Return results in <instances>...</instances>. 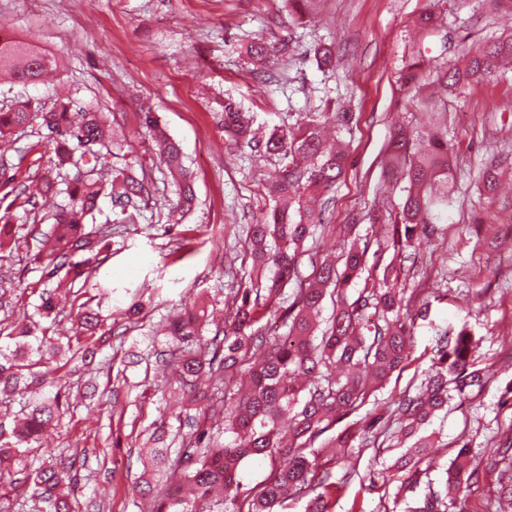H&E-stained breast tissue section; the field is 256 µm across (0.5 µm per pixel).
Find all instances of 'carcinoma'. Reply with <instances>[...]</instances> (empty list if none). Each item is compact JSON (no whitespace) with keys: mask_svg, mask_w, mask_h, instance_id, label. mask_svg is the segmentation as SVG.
Listing matches in <instances>:
<instances>
[{"mask_svg":"<svg viewBox=\"0 0 512 512\" xmlns=\"http://www.w3.org/2000/svg\"><path fill=\"white\" fill-rule=\"evenodd\" d=\"M276 51L275 45L258 40L245 53L261 73ZM422 66L421 53L413 54L399 77L400 87L407 88ZM511 66L512 38L495 40L460 61L436 67L435 83L442 92L412 98L418 109L439 115L448 111V89ZM50 75H60L55 56L29 41L0 36V78L35 84ZM141 117L177 186L173 207L190 210L195 194L179 146L159 127L151 109ZM34 118L53 134V166L40 185L44 193L62 197L50 215L52 223L38 231L35 259L48 282L62 271L73 283L84 281L96 248L112 238V225L135 223L136 198L145 186L123 168L106 171L107 155L122 144L102 113L91 109L78 121L63 102L46 112H32L25 103L0 112V146L11 143L15 132ZM346 121L345 112H313L301 126L273 131L262 145L281 163L271 189L274 205L247 231L254 261L271 273L265 287L237 289L233 317L211 337L206 335L208 310L200 304L188 303L165 318V349L157 356L173 367L190 409L206 419L219 415L224 424L173 437L177 447L158 460L169 468V476L139 489L152 495L149 512H284L297 498L306 499L305 512H333L329 479L339 458L327 449L358 445L380 451L386 446L391 416L383 411L314 447L404 369L412 343L413 317L404 310L402 289L373 288L348 299L347 287L362 272L366 251L351 246L342 250L340 263L324 261L313 265L309 279L300 276L302 245L325 222V209L308 207L306 195L331 191L347 162L345 144L327 143L322 130ZM224 133L235 142L253 140L249 117L230 100L224 102ZM498 175L495 164L479 173L486 196L497 191ZM383 177L393 186L405 184L401 201L383 217L392 226L393 249L400 256L416 252L448 208L454 188L448 131L440 125L392 129ZM102 197L120 211L98 224L95 211ZM290 283L297 287L288 289ZM12 291V281L1 278L0 409L8 412L15 405L17 410L10 411V428L0 425V485L12 492L31 489L30 497L18 503V512H71L84 462L44 447L41 439L47 427L73 409L69 395L56 388L58 372L78 371L112 328L105 327L107 319L99 310L83 302L75 312L82 335L51 336L58 316L55 290H43L31 313L17 307ZM327 298L335 310L320 323L316 316ZM268 315L279 316L284 335L251 330ZM477 347L466 328L444 330L431 374L393 410L409 443L391 468L411 485L432 469L440 471L437 484L428 486L411 512H448V501H466L481 480L480 463L471 462L467 442H458L455 457L440 464L427 452L434 447L432 435L423 433L431 415L447 410L451 392L462 397L483 390L486 374L473 363ZM226 434L233 439L224 440ZM498 454L495 492L511 502L512 433L501 440ZM251 456L269 458L273 468L259 490L241 499L239 468Z\"/></svg>","mask_w":512,"mask_h":512,"instance_id":"obj_1","label":"carcinoma"}]
</instances>
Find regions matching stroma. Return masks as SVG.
<instances>
[{
    "label": "stroma",
    "mask_w": 512,
    "mask_h": 512,
    "mask_svg": "<svg viewBox=\"0 0 512 512\" xmlns=\"http://www.w3.org/2000/svg\"><path fill=\"white\" fill-rule=\"evenodd\" d=\"M434 9L442 25L422 72L436 77L437 63L458 60L474 45L512 34V11L491 9L485 0H312L304 14L289 12L283 0H0V35L36 41L56 54L74 111L104 113L127 146L111 165L144 175L149 197L135 223L115 235L93 263L97 281H111L99 296L104 316L124 324L125 312H142L119 349L103 346L108 369L88 365L97 386L114 391L100 407L78 409L51 432L50 447L83 451L79 499L101 501V512H140L147 500H133L130 488L143 473V448L150 433L168 440L179 426L183 397L170 370L154 359L133 356L160 319L185 300L225 317L236 289L258 288L264 274L245 244L249 224L272 202L265 186L278 160L228 140L222 126L225 99L253 118L257 136L296 126L311 112H350L336 135L348 150L346 171L329 205L330 228L318 242H305L301 271L338 256L340 227L354 224L353 240L368 249L366 267L350 283L356 298L383 287L385 269H399L395 284L411 307L427 305L416 320L411 363L351 415V423L374 409L394 410L405 390L419 387L436 354L438 329L465 327L479 341L475 365L488 374L484 391L452 400L429 424L439 461H447L458 440L471 455L490 458L503 434L512 432V408L501 406V391L512 379V185L494 197L480 195L475 176L492 159L512 163V69L448 94L443 121L455 168V195L423 244L414 263L401 262L389 247L386 228L367 218L370 211L397 202L399 189L384 184V146L395 124L428 122V114L402 105L397 79L421 37L413 26ZM261 38L279 52L265 65L268 83H259L245 47ZM336 51L331 66H318L315 46ZM149 104L167 133L181 146L196 194L184 215H168L176 186L153 150L142 125L141 104ZM26 158L0 148V168L13 175L0 183V214L15 227L0 242L9 251L0 267L20 286L19 305L37 303L44 284L31 260L36 250L35 218L49 216L51 203L22 207L21 185L37 183L51 156L47 132L27 128L20 139ZM371 448L352 449L336 475L354 470L349 484L332 496L334 512H405L426 486L386 481Z\"/></svg>",
    "instance_id": "stroma-1"
}]
</instances>
